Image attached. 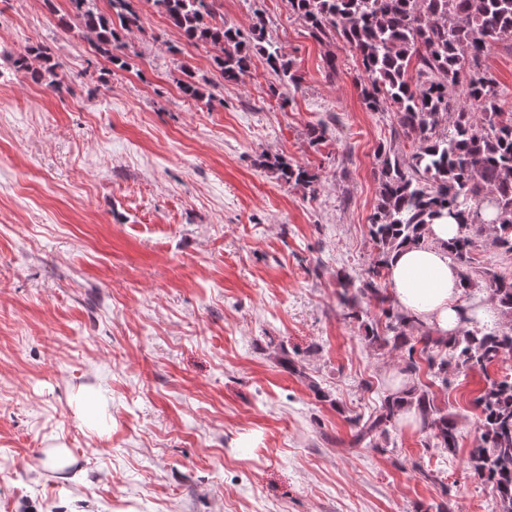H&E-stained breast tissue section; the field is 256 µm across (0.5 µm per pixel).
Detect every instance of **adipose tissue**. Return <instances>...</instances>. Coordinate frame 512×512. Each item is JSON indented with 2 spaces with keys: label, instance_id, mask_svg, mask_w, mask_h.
Wrapping results in <instances>:
<instances>
[{
  "label": "adipose tissue",
  "instance_id": "adipose-tissue-1",
  "mask_svg": "<svg viewBox=\"0 0 512 512\" xmlns=\"http://www.w3.org/2000/svg\"><path fill=\"white\" fill-rule=\"evenodd\" d=\"M456 233L454 219L434 222L427 230L428 244L401 249L387 270L395 305L443 337L461 327L463 315L479 321L494 317L491 304L462 298L458 269L447 247Z\"/></svg>",
  "mask_w": 512,
  "mask_h": 512
}]
</instances>
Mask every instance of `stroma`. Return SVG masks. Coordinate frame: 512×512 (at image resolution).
I'll return each instance as SVG.
<instances>
[{
    "mask_svg": "<svg viewBox=\"0 0 512 512\" xmlns=\"http://www.w3.org/2000/svg\"><path fill=\"white\" fill-rule=\"evenodd\" d=\"M133 3L143 29L118 70L59 24L69 0H0V512H499L466 461L472 399L512 359L438 392L455 452L404 414L352 442L397 356L344 317L336 274L373 259L377 146L413 150L393 113L366 109L354 50L315 41L286 0H219L245 33L262 12L301 77L281 86L257 54L227 82ZM37 43L65 92L5 62ZM185 66L207 98L184 97ZM481 66L512 111V41ZM277 155L316 173L317 193L259 167Z\"/></svg>",
    "mask_w": 512,
    "mask_h": 512,
    "instance_id": "1",
    "label": "stroma"
}]
</instances>
